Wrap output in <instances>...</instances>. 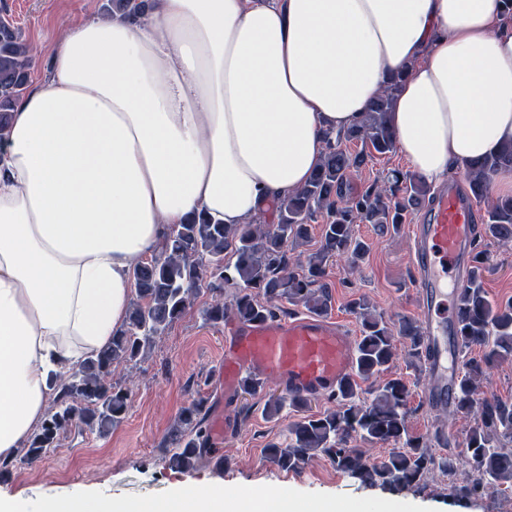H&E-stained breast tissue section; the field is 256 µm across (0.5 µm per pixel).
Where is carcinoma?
<instances>
[{"instance_id": "cac0c4a2", "label": "carcinoma", "mask_w": 512, "mask_h": 512, "mask_svg": "<svg viewBox=\"0 0 512 512\" xmlns=\"http://www.w3.org/2000/svg\"><path fill=\"white\" fill-rule=\"evenodd\" d=\"M150 9L151 0H107L103 5L109 18L132 11L145 14ZM29 53L19 28L0 24V133L26 90ZM399 81L398 76L391 78L359 125L327 135L322 163L299 192L277 204L276 223L242 224L233 229L202 214L193 215L165 236L158 256L135 264L132 276L137 300L126 325L112 336L106 350L87 356L77 370L54 385L57 394L50 415L31 435L24 448L26 459L36 460L56 447L60 433L76 419L101 432L119 424L127 410V392L112 384V364L145 357L155 339L181 318L191 297L204 286L236 288L230 304L219 299L206 308L204 318L211 324L224 322L230 314L251 322L273 320L283 312V302L301 305L312 314L328 313L327 263L344 257L356 265L366 253L365 244L353 235V226L366 222L397 232L405 214L421 204L429 191L424 181L401 172L380 186L349 191V178L367 158L395 148L387 113ZM352 141L361 142L363 149L350 153L344 144ZM503 167H512V145L467 167L469 195L476 200L487 198L491 175ZM317 213L327 217L318 249L304 262L292 259L290 251L309 239V221ZM491 240H512V197L491 202L487 210L484 236L472 243L473 268L459 291L454 319L456 346L462 351L481 350L480 356L464 361L454 397L457 411L474 415L465 438L471 467L468 491L512 484V451L504 448L512 442V403L479 391L488 370L512 356V300L494 304L483 286V272L490 267L487 246ZM228 251L235 256L231 267L224 264ZM349 309L360 321V336L354 372L328 395L335 407L292 422L287 440L268 444L266 457L283 470L297 471L314 457L325 455L362 484L392 489L416 487L430 476L453 472L460 463L455 453L436 455L423 438L409 434L410 392L404 379L385 380L370 397H358V381L379 375L394 363L395 336L405 339L409 356L423 359L422 328L405 317L388 322L372 312L363 298L352 301ZM310 402L308 397L272 395L264 411L273 419L287 405L300 412ZM206 416L201 400L182 410L168 437L169 465L193 468L214 453L208 447ZM357 439L395 448L383 462H371L365 450L350 447Z\"/></svg>"}]
</instances>
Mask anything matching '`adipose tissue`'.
Here are the masks:
<instances>
[{
  "mask_svg": "<svg viewBox=\"0 0 512 512\" xmlns=\"http://www.w3.org/2000/svg\"><path fill=\"white\" fill-rule=\"evenodd\" d=\"M501 0H152L85 19L0 143V459L52 378L107 347L133 265L193 214L239 225L301 190L326 136L400 76L388 124L430 183L512 145ZM0 512H354L298 494L179 487L162 505L0 492Z\"/></svg>",
  "mask_w": 512,
  "mask_h": 512,
  "instance_id": "1",
  "label": "adipose tissue"
}]
</instances>
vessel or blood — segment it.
Here are the masks:
<instances>
[{"mask_svg":"<svg viewBox=\"0 0 512 512\" xmlns=\"http://www.w3.org/2000/svg\"><path fill=\"white\" fill-rule=\"evenodd\" d=\"M481 231L473 202L456 187L440 189L421 214L413 233L415 295L424 314L426 356L430 377L426 401L453 403L457 348L450 310L454 290L471 266V245ZM224 415L215 418V432L234 435L239 429L237 401L241 378L250 373L275 379L284 393L312 397L334 391L353 366L348 331L332 319L295 316L262 323L233 321L224 327Z\"/></svg>","mask_w":512,"mask_h":512,"instance_id":"b4317fda","label":"vessel or blood"}]
</instances>
